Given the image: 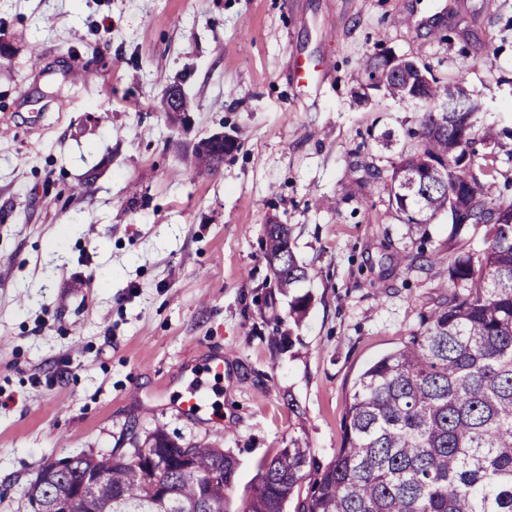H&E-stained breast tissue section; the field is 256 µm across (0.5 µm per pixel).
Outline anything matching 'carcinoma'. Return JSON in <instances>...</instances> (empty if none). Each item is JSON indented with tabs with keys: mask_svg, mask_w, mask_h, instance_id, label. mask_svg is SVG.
<instances>
[{
	"mask_svg": "<svg viewBox=\"0 0 512 512\" xmlns=\"http://www.w3.org/2000/svg\"><path fill=\"white\" fill-rule=\"evenodd\" d=\"M371 79L396 101H430L416 138L384 183L404 223L420 230L445 215L459 231L456 206L471 203L470 223L486 227L479 258L448 255L453 291L444 296L398 349L358 377L343 417V447L320 466L308 446L292 440L258 474L239 512H288V501L313 476L296 512H512V199L473 173L474 145L499 144L491 126L462 112L439 124L448 82L411 60H370ZM288 224L266 225L265 258L276 286L291 292L307 278L291 247ZM150 454L167 462L164 497L146 496ZM224 472L207 478L219 457ZM89 471L106 476L85 501L71 502ZM27 494L34 512H227L237 460L210 444L181 446L155 429L129 455L78 454L44 465Z\"/></svg>",
	"mask_w": 512,
	"mask_h": 512,
	"instance_id": "obj_1",
	"label": "carcinoma"
}]
</instances>
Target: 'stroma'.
I'll return each instance as SVG.
<instances>
[{
    "label": "stroma",
    "mask_w": 512,
    "mask_h": 512,
    "mask_svg": "<svg viewBox=\"0 0 512 512\" xmlns=\"http://www.w3.org/2000/svg\"><path fill=\"white\" fill-rule=\"evenodd\" d=\"M0 33V512H31L44 464L159 427L235 454L230 512L289 441L333 460L359 373L446 295L449 247L488 246L444 217L420 244L388 208L379 177L416 112L363 64L464 76L478 124L512 131V0H0ZM299 58L321 81H294ZM175 82L187 132L158 109ZM215 132L233 146L197 169ZM272 219L307 270L298 321L262 250ZM197 386L200 417L176 413Z\"/></svg>",
    "instance_id": "stroma-1"
}]
</instances>
